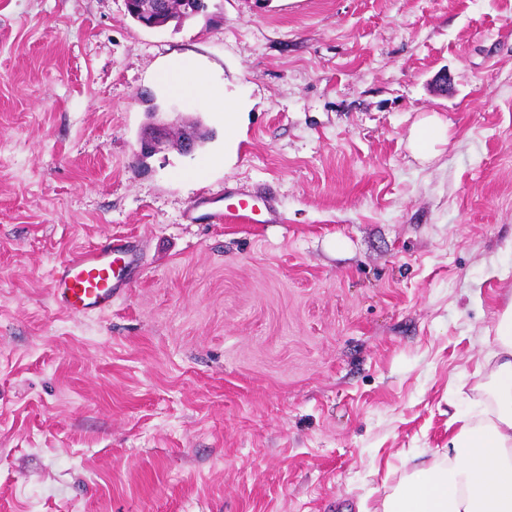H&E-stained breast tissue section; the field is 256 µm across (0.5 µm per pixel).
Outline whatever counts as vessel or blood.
Instances as JSON below:
<instances>
[{
  "mask_svg": "<svg viewBox=\"0 0 512 512\" xmlns=\"http://www.w3.org/2000/svg\"><path fill=\"white\" fill-rule=\"evenodd\" d=\"M135 256L132 241L108 239L61 262L51 277L56 306L71 316L108 309L127 286Z\"/></svg>",
  "mask_w": 512,
  "mask_h": 512,
  "instance_id": "b4317fda",
  "label": "vessel or blood"
}]
</instances>
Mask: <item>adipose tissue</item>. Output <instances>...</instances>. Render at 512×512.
Returning <instances> with one entry per match:
<instances>
[{"mask_svg":"<svg viewBox=\"0 0 512 512\" xmlns=\"http://www.w3.org/2000/svg\"><path fill=\"white\" fill-rule=\"evenodd\" d=\"M175 77L209 111L223 114L224 147L236 149L238 118L248 109V101L207 84L198 62L190 57L174 58L163 68V85ZM493 342L490 412L461 419L440 464L414 471L393 495L361 505L360 512H512V301L498 316Z\"/></svg>","mask_w":512,"mask_h":512,"instance_id":"1","label":"adipose tissue"}]
</instances>
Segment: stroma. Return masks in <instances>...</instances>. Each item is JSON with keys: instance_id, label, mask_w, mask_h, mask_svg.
<instances>
[{"instance_id": "stroma-1", "label": "stroma", "mask_w": 512, "mask_h": 512, "mask_svg": "<svg viewBox=\"0 0 512 512\" xmlns=\"http://www.w3.org/2000/svg\"><path fill=\"white\" fill-rule=\"evenodd\" d=\"M207 3L149 29L124 0H0V512H357L489 406L512 0ZM177 55L250 101L232 158L159 83ZM152 104L212 139L141 156ZM242 198L283 223L199 221ZM120 234L111 309L60 312L53 268ZM448 138V123L438 115L425 116L416 122L410 134L413 150L423 158H428L429 149Z\"/></svg>"}]
</instances>
